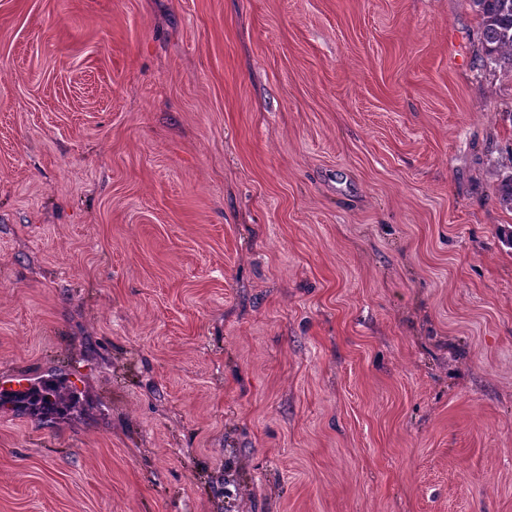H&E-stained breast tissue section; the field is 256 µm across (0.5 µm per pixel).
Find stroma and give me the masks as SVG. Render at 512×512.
<instances>
[{
    "mask_svg": "<svg viewBox=\"0 0 512 512\" xmlns=\"http://www.w3.org/2000/svg\"><path fill=\"white\" fill-rule=\"evenodd\" d=\"M509 171L468 0H0V512H512ZM11 398L16 408L51 419L57 412H75L79 404L71 386L58 380L45 381L38 388L13 393Z\"/></svg>",
    "mask_w": 512,
    "mask_h": 512,
    "instance_id": "1",
    "label": "stroma"
}]
</instances>
